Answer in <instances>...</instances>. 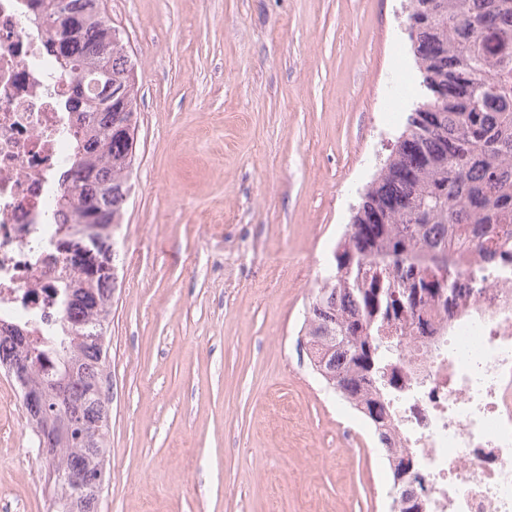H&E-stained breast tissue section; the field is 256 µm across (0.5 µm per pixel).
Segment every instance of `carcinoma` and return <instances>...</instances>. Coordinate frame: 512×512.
Here are the masks:
<instances>
[{"label":"carcinoma","mask_w":512,"mask_h":512,"mask_svg":"<svg viewBox=\"0 0 512 512\" xmlns=\"http://www.w3.org/2000/svg\"><path fill=\"white\" fill-rule=\"evenodd\" d=\"M418 8L417 51L423 80L435 89L454 86L435 101L432 119L390 155L389 163L365 193L334 250L335 277L314 291L304 331L320 347L332 349L322 379L368 420L380 426L387 411L390 381L385 378L392 352L391 326L409 317L424 334L420 310L447 292L412 259L461 247L492 264L512 254V0H413ZM58 4L63 21L48 22V8ZM31 19L45 33L46 53L72 76L66 110L74 136L63 189L52 204L60 218L55 234L76 238L86 229L108 244L121 223L130 193L139 113L135 83L122 34L112 26L100 0H24ZM493 30L494 39L482 38ZM386 256L405 262L393 295L385 280L359 285L347 266ZM68 275L56 281V320L30 319L15 329L40 333L29 341L42 355L41 367L27 364L28 352L13 338L0 336V367L19 368L21 389L43 387L49 408L64 417L72 434L60 445L58 463L94 475L106 458L108 397L96 402L90 389L106 383V319L117 281L106 270L66 257ZM78 373L58 388L66 363ZM100 423L97 449L83 452V426Z\"/></svg>","instance_id":"obj_1"}]
</instances>
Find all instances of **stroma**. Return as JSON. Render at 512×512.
<instances>
[{
  "mask_svg": "<svg viewBox=\"0 0 512 512\" xmlns=\"http://www.w3.org/2000/svg\"><path fill=\"white\" fill-rule=\"evenodd\" d=\"M103 3L139 126L99 512H388L383 448L300 338L416 99L410 0ZM51 503L0 369V506Z\"/></svg>",
  "mask_w": 512,
  "mask_h": 512,
  "instance_id": "stroma-1",
  "label": "stroma"
}]
</instances>
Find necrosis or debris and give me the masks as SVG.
<instances>
[{
	"mask_svg": "<svg viewBox=\"0 0 512 512\" xmlns=\"http://www.w3.org/2000/svg\"><path fill=\"white\" fill-rule=\"evenodd\" d=\"M71 80L43 53L22 0H0V319L53 321L66 253L33 247L50 223L74 129L59 102ZM453 308L399 354L386 429L418 462L420 512H512V259L477 253L449 268Z\"/></svg>",
	"mask_w": 512,
	"mask_h": 512,
	"instance_id": "4bbe7bcc",
	"label": "necrosis or debris"
}]
</instances>
